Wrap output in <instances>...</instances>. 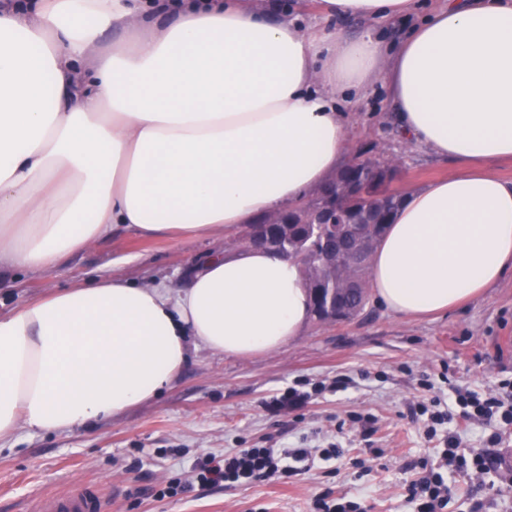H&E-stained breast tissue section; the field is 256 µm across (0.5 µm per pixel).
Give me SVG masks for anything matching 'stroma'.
Here are the masks:
<instances>
[{
    "label": "stroma",
    "instance_id": "35a3bbf8",
    "mask_svg": "<svg viewBox=\"0 0 512 512\" xmlns=\"http://www.w3.org/2000/svg\"><path fill=\"white\" fill-rule=\"evenodd\" d=\"M345 163L379 149L391 162V188L407 189L450 175L452 161L407 145L387 100L375 86L350 115ZM241 229L207 239L144 238L118 227L109 238L74 253L54 272L0 271V310L117 270L128 279L178 286L210 250L238 251ZM512 274L485 295L444 315L407 318L377 301L349 323L309 320L274 352L239 357L202 348L189 351L173 386L120 416L64 433L18 431L0 440V512H27L40 494L79 481L96 485L105 512H314L315 495L330 491L360 503L362 512H418L406 496L413 466L435 464L443 444L428 439L420 404L453 402L452 385L486 394L512 385ZM307 391L304 407L267 410L289 388ZM372 418L364 441L353 416ZM463 447L479 448L501 434L498 452L512 470V425L454 423ZM279 448H324L343 455L315 458L304 474L251 484L199 486L197 458L265 443ZM381 457H373L371 448ZM174 496H161L169 484Z\"/></svg>",
    "mask_w": 512,
    "mask_h": 512
}]
</instances>
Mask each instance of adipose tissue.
I'll return each instance as SVG.
<instances>
[{
  "label": "adipose tissue",
  "instance_id": "adipose-tissue-1",
  "mask_svg": "<svg viewBox=\"0 0 512 512\" xmlns=\"http://www.w3.org/2000/svg\"><path fill=\"white\" fill-rule=\"evenodd\" d=\"M378 84L406 138L456 170L403 193L375 297L403 317L456 309L512 273V181L482 169L512 160V0H447L393 44L253 0L0 8V268L60 269L117 225L200 239L285 211L339 169L347 114ZM310 316L298 265L255 247L210 252L177 288L115 271L32 300L0 313V439L121 415L168 388L190 346L262 354Z\"/></svg>",
  "mask_w": 512,
  "mask_h": 512
}]
</instances>
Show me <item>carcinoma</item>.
Instances as JSON below:
<instances>
[{"label": "carcinoma", "instance_id": "1", "mask_svg": "<svg viewBox=\"0 0 512 512\" xmlns=\"http://www.w3.org/2000/svg\"><path fill=\"white\" fill-rule=\"evenodd\" d=\"M392 179V166L369 156L336 173V205L322 222L312 223L309 209L325 208L324 188L288 209L278 251L299 263L318 321L350 322L365 310L372 256L402 201Z\"/></svg>", "mask_w": 512, "mask_h": 512}]
</instances>
